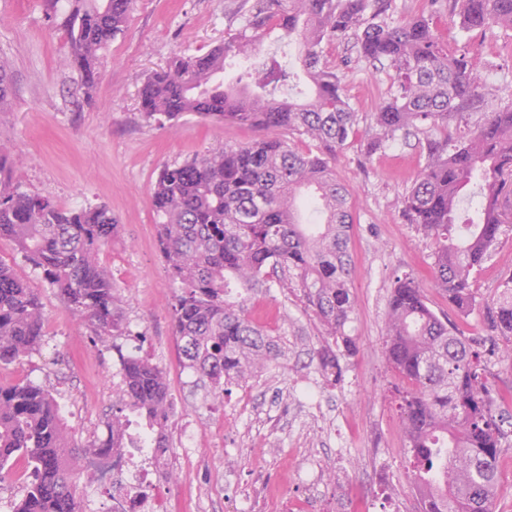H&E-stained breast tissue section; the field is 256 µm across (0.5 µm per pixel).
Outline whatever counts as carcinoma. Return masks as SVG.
Instances as JSON below:
<instances>
[{
    "label": "carcinoma",
    "instance_id": "cac0c4a2",
    "mask_svg": "<svg viewBox=\"0 0 512 512\" xmlns=\"http://www.w3.org/2000/svg\"><path fill=\"white\" fill-rule=\"evenodd\" d=\"M133 0H68L51 17L70 43L69 66L84 97L93 98L99 51L120 33ZM398 23L387 20L390 0H257L239 34L193 58L175 57L151 73L140 92L146 122L163 124L187 112L231 119L272 135L226 146L179 165H165L150 196L157 244L174 291L172 324L184 367L214 398L244 383L282 356L249 314L253 294L278 282L300 292L321 328L311 361L342 377L340 360L358 344L346 328L356 301L350 289L349 192L332 159L358 132V112L343 75L322 44H352L358 59L379 63L390 80L387 98L370 113L366 153L397 133L418 139L423 164L402 199L403 212L431 246L434 284L459 312L476 302L470 275L497 243L512 206V103L488 108L466 136H448L452 123L491 95L477 55H452L433 27L434 6ZM467 31L512 30V0H453ZM273 26L297 36L299 62L314 88L305 100L280 99L288 65L272 56L255 91L214 82L224 66L262 41ZM286 130L317 143L301 150L274 135ZM479 194L477 218L459 222L468 186ZM119 225L104 206L62 207L20 190L9 155L0 148V239L10 240L67 308L104 343L126 335V318L110 275L99 262ZM491 328L512 355V277L499 288ZM388 366L398 390L406 457L419 512H492L497 459L508 442L506 416L488 385L480 340L433 311L414 278L399 277L386 312ZM44 342L37 289L0 260V366L20 363ZM170 447L171 399L165 370L138 356L121 357V379L106 422L107 436L75 440L53 391L29 382L0 384V482L24 465L16 512H85L86 464L131 444V417Z\"/></svg>",
    "mask_w": 512,
    "mask_h": 512
}]
</instances>
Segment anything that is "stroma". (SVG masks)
Returning <instances> with one entry per match:
<instances>
[{"label":"stroma","mask_w":512,"mask_h":512,"mask_svg":"<svg viewBox=\"0 0 512 512\" xmlns=\"http://www.w3.org/2000/svg\"><path fill=\"white\" fill-rule=\"evenodd\" d=\"M257 0H134L125 26L103 51V67L93 99L78 88L68 67V37L46 15L43 0H0V61L13 81L11 98L0 105V147L9 151L25 190L52 197L64 207L107 206L119 233L101 255L126 317L141 340L121 350L93 341L90 327L76 319L56 290L19 254L0 241V260L37 288L44 307L45 343L23 363L0 367V382L26 380L52 387L81 438L106 432V416L119 382L120 355L139 354L167 372L175 415L193 422L199 442L190 455L181 446L167 451V467L153 487L165 495L181 492L182 512H239L240 500L262 470L284 492L271 512H342L349 487L362 489V512H416L417 499L405 468L406 441L393 388L399 378L386 361L385 317L396 277L417 278L430 307L447 314L465 335L482 340V356L492 387L512 391V358L492 339L489 312L500 284L512 276V223L473 282L476 304L467 314L450 310L430 274L431 250L402 212L401 200L420 168L415 139L396 136L385 149L366 155V123L336 153V173L349 191L354 217L349 244L351 289L357 311L350 326L359 344L344 361L345 380H321L308 366L316 330L301 304L281 288L258 293L251 317L286 352L279 367L247 386L229 385L215 400L195 386L184 368L173 334V288L156 242L149 195L162 166L178 165L209 150L262 138L261 130L235 122L186 114L162 125L145 122L140 90L153 71L174 56H195L234 37ZM453 0H439L434 26L449 52L477 53L483 78L501 103H512V30L490 27L464 32L452 25ZM287 52L290 88L310 95L297 45L282 32L265 35L257 57ZM333 64L351 59L344 86L360 115L382 105L389 78L356 61L344 42L325 44ZM317 381L320 411L310 412L293 396L299 377ZM235 461L226 469L225 458ZM319 472L315 484L299 482L297 459Z\"/></svg>","instance_id":"1"}]
</instances>
